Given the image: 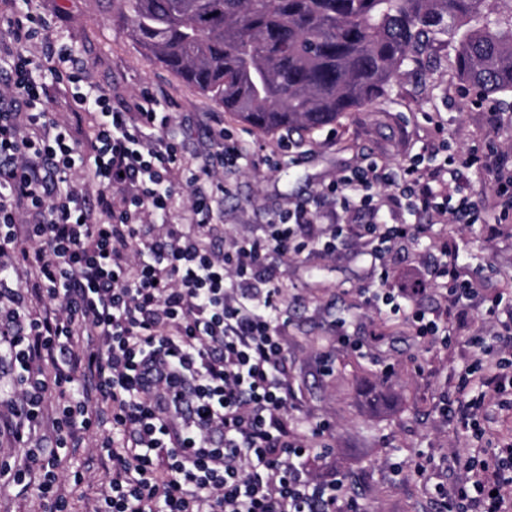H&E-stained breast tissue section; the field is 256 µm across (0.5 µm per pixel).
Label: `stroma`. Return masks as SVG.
<instances>
[{
	"label": "stroma",
	"instance_id": "1",
	"mask_svg": "<svg viewBox=\"0 0 512 512\" xmlns=\"http://www.w3.org/2000/svg\"><path fill=\"white\" fill-rule=\"evenodd\" d=\"M118 6V0L29 4L86 66L89 81L111 93L113 108L129 110L146 91L160 111L172 113L169 136L187 161L199 162L213 151L219 130L235 135L247 161L216 173L226 192L215 206L214 239L258 233L298 201L316 202L320 212L334 214L335 198L320 197V190L364 158L395 167L421 154L433 166L445 155H465L491 140L512 145V97L502 96L499 106L507 123L491 128L487 106L473 105V91L459 80L444 38L429 43L420 63L402 67L391 91L372 106L318 130L284 136L252 129L171 70L147 61L113 25ZM284 137L294 146L296 162L267 169L261 157L278 153ZM453 238L483 299L470 311L479 322L487 317L488 303L512 292V229L487 243L478 225H463ZM263 265L292 311L283 346L296 415L329 423L333 461L368 512H431L434 486L456 480L449 454L468 455L476 443L456 437L454 427L441 425L435 413L469 360L467 329H455L451 344H427L408 326L365 306L359 290L371 277V264L354 233L344 237L336 255L313 250L287 259L270 253ZM341 323L359 348L337 345ZM419 453L432 459L426 477L397 470V463Z\"/></svg>",
	"mask_w": 512,
	"mask_h": 512
}]
</instances>
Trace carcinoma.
I'll use <instances>...</instances> for the list:
<instances>
[{
    "instance_id": "1",
    "label": "carcinoma",
    "mask_w": 512,
    "mask_h": 512,
    "mask_svg": "<svg viewBox=\"0 0 512 512\" xmlns=\"http://www.w3.org/2000/svg\"><path fill=\"white\" fill-rule=\"evenodd\" d=\"M118 21L148 60L263 133L374 103L438 35L465 85L512 93V0H119Z\"/></svg>"
}]
</instances>
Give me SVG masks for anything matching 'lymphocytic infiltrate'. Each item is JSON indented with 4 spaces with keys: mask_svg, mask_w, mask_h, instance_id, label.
Returning <instances> with one entry per match:
<instances>
[{
    "mask_svg": "<svg viewBox=\"0 0 512 512\" xmlns=\"http://www.w3.org/2000/svg\"><path fill=\"white\" fill-rule=\"evenodd\" d=\"M2 35L10 45L0 52V347L17 374L0 393V434L21 459L1 461L0 476L18 484L38 476L46 512H71L62 484L81 485L85 475L59 479L60 455L93 432L112 475L92 512H365L329 462L327 423L288 411L282 332L292 314L280 286L257 276L270 251L335 252L344 224L316 233L320 212L297 204L261 234L213 249L210 165L184 161L166 135L168 113L148 95L137 119L115 110L41 16L1 15ZM64 82L75 87L72 110L91 119L87 139L44 108ZM506 164L494 144L431 170L419 157L396 168L369 162L327 191L343 212L375 215L390 185L409 214L468 224L486 203L471 196L462 171L495 173V197L512 200ZM183 186L188 221L176 224ZM363 231L371 265L382 269L426 227ZM433 285L445 292V313L414 303ZM362 293L386 318L443 342L449 317L465 319L479 296L458 250L445 246L413 287L373 283ZM468 343L473 360L436 414L480 440L484 399L470 385L512 390V317L491 332L477 328ZM433 500L437 512H512V439L476 449Z\"/></svg>",
    "mask_w": 512,
    "mask_h": 512,
    "instance_id": "obj_1",
    "label": "lymphocytic infiltrate"
}]
</instances>
